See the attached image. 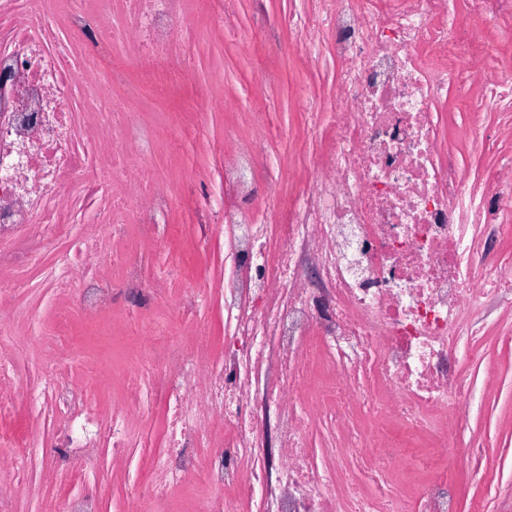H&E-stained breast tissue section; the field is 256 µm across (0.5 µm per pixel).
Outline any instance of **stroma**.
Returning a JSON list of instances; mask_svg holds the SVG:
<instances>
[{
	"label": "stroma",
	"mask_w": 512,
	"mask_h": 512,
	"mask_svg": "<svg viewBox=\"0 0 512 512\" xmlns=\"http://www.w3.org/2000/svg\"><path fill=\"white\" fill-rule=\"evenodd\" d=\"M313 9V0H190V77L173 82L158 75V96L134 105L144 129L155 128L162 112L172 126L190 135L180 160H170L162 145L153 149L154 163L169 172L166 189L174 205L168 222L177 229L172 245L141 248L140 231L131 224L120 246L139 256L145 269L166 262L172 264L176 279L205 288L206 303L190 309L178 307L175 293L162 289L150 311L174 315L185 324L183 341L190 349L195 346L192 327L206 328L211 336L206 354L211 358L224 352V283L235 267L228 235L217 226L218 203L227 196L224 159L245 145L256 155L258 189L246 201L247 210L263 211L266 194L273 189L296 195L311 174L305 114L310 105L329 103L336 94V67L326 59L322 44L305 42L287 24L289 18L307 16ZM215 10L223 11V25L212 24ZM257 112L265 113V128L254 122ZM445 119V148L463 157L465 179L483 181L496 171L502 155L512 153V135L475 143L467 136L463 114L451 109ZM66 248V241H59L33 262L29 286L13 303L14 330L0 341V353L28 383L15 411L0 416V432L20 437L18 444L0 446V457L21 453L29 465L21 479L0 470V493L9 496L13 512H45L65 488L45 454L49 428L39 399L40 359L32 343L34 333L50 328L56 319L51 283ZM125 304L119 294L111 310L98 319L73 314L60 352L63 361L74 360L98 372L95 393L101 404L126 399L115 371L147 357L125 334ZM489 309L480 359L459 358L473 384L461 435L479 446L474 463L456 466L453 473L460 512H471L479 501L489 512H497L501 502H512V305L493 302ZM140 396L148 411L131 419L136 443L127 459L116 461L103 451L85 469L84 483L97 492L102 512H126L131 488L144 496L153 493L151 467L165 443L168 402L152 381L143 385Z\"/></svg>",
	"instance_id": "obj_1"
}]
</instances>
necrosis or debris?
<instances>
[{"mask_svg":"<svg viewBox=\"0 0 512 512\" xmlns=\"http://www.w3.org/2000/svg\"><path fill=\"white\" fill-rule=\"evenodd\" d=\"M184 3L0 0V327L36 257L94 209L52 282L56 322L34 342L56 411L46 453L67 480L99 449L119 458L131 446L133 405L100 412L56 358L73 311L96 318L120 293L151 302L172 277L146 275L116 242L137 224L158 247L173 206L133 104L145 77L189 74L175 52ZM489 18L512 21V0H467L457 17L448 0H315L296 20L335 61L336 97L308 114L314 178L294 199L272 198L287 222L244 209L257 191L249 147L224 162L237 202L221 220L239 269L224 287L222 358L184 349L171 323L131 326L162 354L124 385L136 393L154 377L176 398L155 495L192 482L212 497L206 512H459L437 451L472 391L457 366L463 312L476 314L475 340L487 300L512 304L499 250L512 237V158L466 181L441 146L436 108L454 85L468 111L512 125V55L484 36ZM32 224L48 235L28 234ZM210 424L224 439L202 460Z\"/></svg>","mask_w":512,"mask_h":512,"instance_id":"obj_1","label":"necrosis or debris"}]
</instances>
